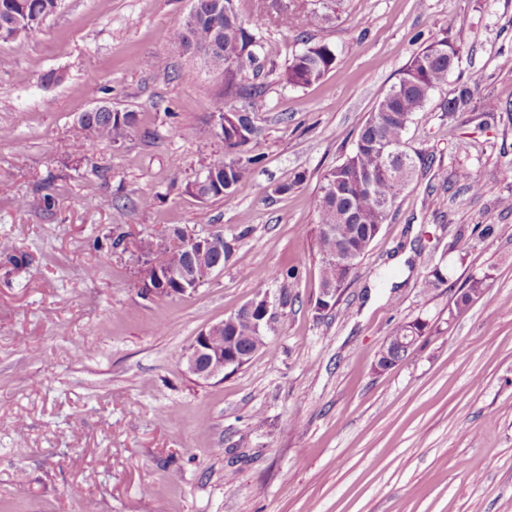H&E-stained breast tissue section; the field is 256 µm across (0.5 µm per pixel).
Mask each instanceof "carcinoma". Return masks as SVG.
Segmentation results:
<instances>
[{
  "label": "carcinoma",
  "instance_id": "cac0c4a2",
  "mask_svg": "<svg viewBox=\"0 0 512 512\" xmlns=\"http://www.w3.org/2000/svg\"><path fill=\"white\" fill-rule=\"evenodd\" d=\"M29 0H0V42L17 50L25 47L24 30L33 20ZM212 0H196L193 20H183L173 41V49L181 56L203 61L197 49H210L224 60V99L214 102V115L220 121V138L224 158L209 163L202 176L189 182L185 190L202 200L224 198L245 180L250 166L262 156L256 153L259 131L251 113L224 104L243 91L244 71L253 63L252 53L262 50L261 38L249 32L239 17L233 0H223L224 13L214 16ZM456 49L442 38L419 51L403 70L398 82L390 87L360 127L355 147L338 165L323 177L319 196L316 249L321 270L320 288L341 290L348 273L336 274L331 259L336 252L349 250L360 261L380 232L397 198L411 181L415 166L410 163L395 168L394 173L380 170L382 149L386 145H402L414 114L423 111L435 90L447 83L448 55ZM336 49L326 43H305L280 72V80L294 87H305L319 81L336 65ZM471 91L462 86L448 99L447 111L468 107ZM136 113L85 112L77 121L78 138L74 153L84 151L85 141L99 140L118 144L136 125ZM185 234L174 231L166 239L150 241L142 246L149 261L163 270L187 269L192 257L184 246ZM231 245L224 234L212 237L206 261H225ZM488 276L473 277L454 301L456 311L468 308L487 288ZM269 329L256 330L241 313L224 320V350L247 354L269 350Z\"/></svg>",
  "mask_w": 512,
  "mask_h": 512
}]
</instances>
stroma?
Listing matches in <instances>:
<instances>
[{"mask_svg": "<svg viewBox=\"0 0 512 512\" xmlns=\"http://www.w3.org/2000/svg\"><path fill=\"white\" fill-rule=\"evenodd\" d=\"M287 2L302 27L284 29L275 0H234L263 34L245 75L261 94L231 101L263 159L223 199L185 190L223 153L224 73L172 49L191 0H62L25 52L0 43V512H512V0ZM305 36L336 66L286 85ZM441 38L459 65L408 128L424 162L317 309L322 176ZM461 84L474 109L448 113ZM101 101L137 123L75 163L76 118ZM484 224L496 234L475 236ZM174 228L223 231L231 255L196 289L142 296L139 243ZM437 267L447 282L428 288ZM481 275L484 295L452 313ZM259 294L276 307L271 352L190 374L198 332ZM413 321L415 350L377 371Z\"/></svg>", "mask_w": 512, "mask_h": 512, "instance_id": "1", "label": "stroma"}]
</instances>
